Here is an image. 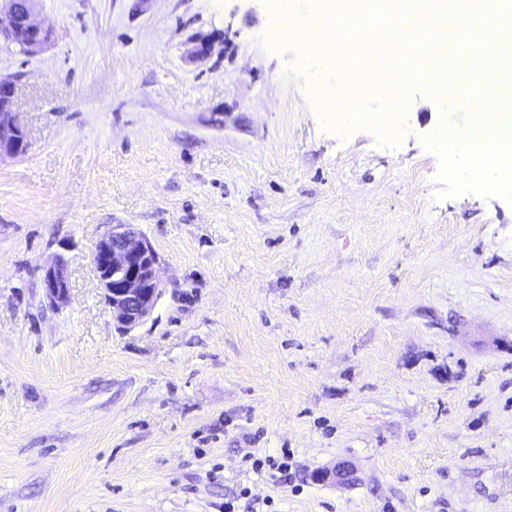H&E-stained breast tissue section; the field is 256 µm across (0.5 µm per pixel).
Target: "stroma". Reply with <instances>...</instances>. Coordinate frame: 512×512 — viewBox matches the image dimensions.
I'll return each instance as SVG.
<instances>
[{"instance_id":"35a3bbf8","label":"stroma","mask_w":512,"mask_h":512,"mask_svg":"<svg viewBox=\"0 0 512 512\" xmlns=\"http://www.w3.org/2000/svg\"><path fill=\"white\" fill-rule=\"evenodd\" d=\"M34 8L44 51L0 41L29 139L0 160V512H512V188L437 146L471 114L401 81L397 133L344 128L348 73L264 40L269 0ZM475 49L452 95L512 124ZM110 224L160 257L127 332ZM92 261L118 329L141 324L162 293L160 258L150 241L133 225L110 224L94 246ZM43 283L45 298L50 306L58 308L69 302L70 287L63 258L59 257L45 269Z\"/></svg>"}]
</instances>
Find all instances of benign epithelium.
<instances>
[{"mask_svg": "<svg viewBox=\"0 0 512 512\" xmlns=\"http://www.w3.org/2000/svg\"><path fill=\"white\" fill-rule=\"evenodd\" d=\"M35 0H0V38L25 55L42 51L52 30L37 19ZM12 79L0 78V159L21 157L29 149L28 135L19 119ZM92 261L106 305L118 329L128 331L152 312L162 288L160 258L150 241L131 224H111L97 240ZM45 298L60 307L70 300L66 263L58 258L43 275Z\"/></svg>", "mask_w": 512, "mask_h": 512, "instance_id": "benign-epithelium-1", "label": "benign epithelium"}]
</instances>
